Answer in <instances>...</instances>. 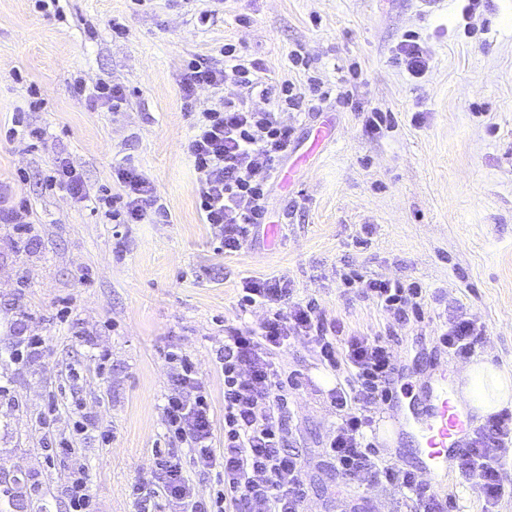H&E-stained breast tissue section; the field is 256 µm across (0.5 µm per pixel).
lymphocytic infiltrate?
I'll use <instances>...</instances> for the list:
<instances>
[{"mask_svg": "<svg viewBox=\"0 0 512 512\" xmlns=\"http://www.w3.org/2000/svg\"><path fill=\"white\" fill-rule=\"evenodd\" d=\"M223 56L219 67L191 60L180 84L188 106L198 89L220 93L195 121L187 151L196 173L203 221L218 229L221 244L230 254L240 251L255 229L270 221L268 195L293 134L283 112L301 109L309 95L320 100L333 97L342 104L348 103L349 96L333 93L316 77L310 78L305 93L289 80L272 89L262 84V63L244 59L236 45L225 44ZM228 75L269 99V107L260 109L248 98L224 96ZM116 177L123 187L121 196L112 197L106 188L94 196L83 174L61 159L50 185L80 201L95 198L118 224H135L150 215L166 217L150 181L136 168H119ZM356 280L363 298L390 318L404 324L422 320L425 297L418 284L361 274ZM290 295L287 281L278 278L251 280L242 288V309L261 307L266 315L259 327L228 329L216 352L224 373L223 446L215 444L213 409L191 359L180 352L168 354L173 375L162 406L165 426L186 445L199 471L222 468L224 485L213 502H206L196 495L178 456L158 454L155 489L149 494L138 486L132 489L140 512H225L229 506L237 512H302L306 498L302 461L289 446L288 389L274 361L275 353L298 337L310 340L329 367L345 373L329 392L338 416L323 448L330 465L343 476L399 489L414 512H442L437 492L414 473L377 458L368 435L375 409L391 401L399 374L389 341L378 334L341 336L339 325L327 321L316 299L293 304ZM485 333L483 324L460 313L448 319L438 340L451 357L468 359ZM511 441L512 413L504 410L477 429L458 459L461 472L475 481L484 512H492L506 493L504 447Z\"/></svg>", "mask_w": 512, "mask_h": 512, "instance_id": "1", "label": "lymphocytic infiltrate"}]
</instances>
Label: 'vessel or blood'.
Masks as SVG:
<instances>
[{
	"label": "vessel or blood",
	"instance_id": "1",
	"mask_svg": "<svg viewBox=\"0 0 512 512\" xmlns=\"http://www.w3.org/2000/svg\"><path fill=\"white\" fill-rule=\"evenodd\" d=\"M412 427L422 445L424 467L435 487H443L450 468L477 422L448 392V375L439 373L430 383L424 402L412 408Z\"/></svg>",
	"mask_w": 512,
	"mask_h": 512
}]
</instances>
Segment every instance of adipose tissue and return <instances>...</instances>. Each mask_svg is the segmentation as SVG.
Wrapping results in <instances>:
<instances>
[{
  "instance_id": "adipose-tissue-1",
  "label": "adipose tissue",
  "mask_w": 512,
  "mask_h": 512,
  "mask_svg": "<svg viewBox=\"0 0 512 512\" xmlns=\"http://www.w3.org/2000/svg\"><path fill=\"white\" fill-rule=\"evenodd\" d=\"M455 397L478 415L498 413L512 406V372L487 361L472 362L461 372Z\"/></svg>"
}]
</instances>
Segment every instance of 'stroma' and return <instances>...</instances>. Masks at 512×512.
I'll use <instances>...</instances> for the list:
<instances>
[{"mask_svg": "<svg viewBox=\"0 0 512 512\" xmlns=\"http://www.w3.org/2000/svg\"><path fill=\"white\" fill-rule=\"evenodd\" d=\"M45 14L35 0H0V472L23 493L45 490L47 512H69L65 487L82 471L94 512H135V484H150L153 449L178 454L200 497L219 476L195 470L170 439L162 404L172 384L168 352L187 354L211 393L224 431V376L215 352L226 328L259 326L242 313L246 280L282 277L294 301L317 299L346 330L387 335L400 375L394 442L378 454L419 471L418 438L402 411L435 373L456 380L459 360L439 348L447 310L486 327L474 357L512 370V0H61ZM211 11L207 23L198 16ZM127 33H112L113 21ZM418 33L430 67L412 76L392 56ZM259 59L271 81L306 88L308 77L352 90L351 104L315 102L285 113L294 128L275 183L270 223L234 254L224 253L197 203L187 153L211 89L194 110L180 89L185 61L221 63L224 43ZM309 67H293L291 51ZM101 81L124 86L120 112L90 107ZM388 114L369 130L371 111ZM44 128L41 141L8 137L14 119ZM91 188L119 191L115 169L134 165L169 218L115 224L92 202L49 189L56 159ZM27 199L30 230L19 235L14 205ZM419 282L423 322L401 325L345 286L350 271ZM42 339L24 361L14 351ZM298 385L290 422L305 462L303 512L329 498L357 512H409L393 488L335 472L322 448L336 420L324 377L342 381L303 338L277 353ZM93 420L80 433L76 422ZM71 441L73 454L47 453Z\"/></svg>", "mask_w": 512, "mask_h": 512, "instance_id": "obj_1", "label": "stroma"}]
</instances>
